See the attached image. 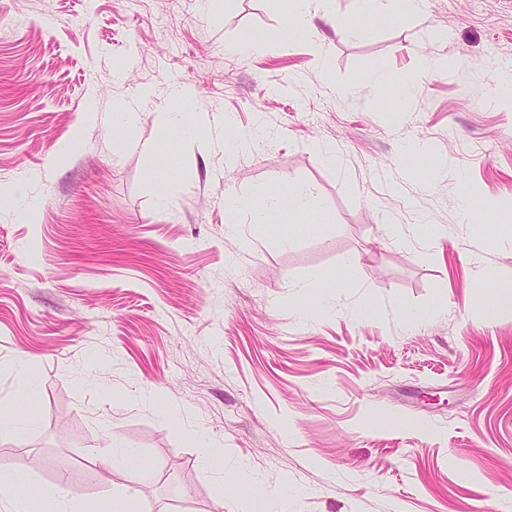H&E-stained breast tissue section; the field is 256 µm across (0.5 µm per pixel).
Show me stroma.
I'll list each match as a JSON object with an SVG mask.
<instances>
[{
  "label": "stroma",
  "instance_id": "1",
  "mask_svg": "<svg viewBox=\"0 0 512 512\" xmlns=\"http://www.w3.org/2000/svg\"><path fill=\"white\" fill-rule=\"evenodd\" d=\"M292 11L0 0V474L37 512L62 474L93 512L124 487L136 512L512 493V319L475 302L512 292V0ZM142 88L135 128L113 125ZM171 112L267 134L229 164ZM294 185L324 223L224 198Z\"/></svg>",
  "mask_w": 512,
  "mask_h": 512
}]
</instances>
